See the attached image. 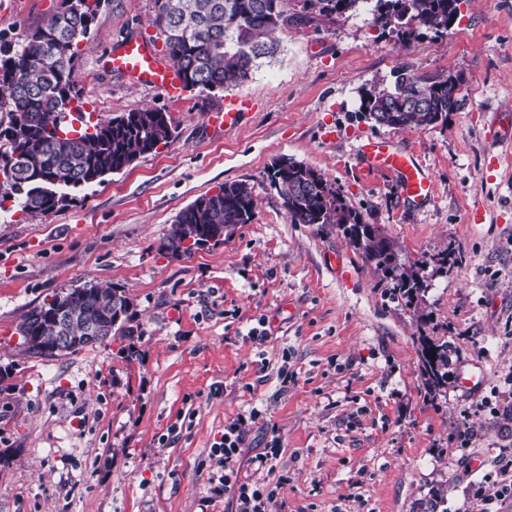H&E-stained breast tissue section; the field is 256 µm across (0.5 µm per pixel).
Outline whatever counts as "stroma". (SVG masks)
I'll return each mask as SVG.
<instances>
[{
    "label": "stroma",
    "instance_id": "1",
    "mask_svg": "<svg viewBox=\"0 0 512 512\" xmlns=\"http://www.w3.org/2000/svg\"><path fill=\"white\" fill-rule=\"evenodd\" d=\"M59 3L0 0V35L20 40ZM153 20L152 0H107L77 88L96 119L169 112L168 144L53 214L0 217V512H236L213 451L236 420L237 478L272 490L271 512H512V141L485 136L512 121V0H465L446 36L406 41L360 11L316 16L280 30L246 83L179 102L99 65L135 32L165 55ZM401 66L456 76L459 108L426 128L365 119L363 89ZM239 96L249 112L212 133L211 114ZM370 135L415 154L431 201L413 207L367 173ZM280 157L334 183L399 263H420L417 301L337 229L290 222L267 181ZM232 181L253 188L251 223L189 255L161 250L183 209ZM475 208L484 223H470ZM444 253L456 263L439 266ZM90 283L125 291L131 335L29 354L23 315ZM255 326L265 342L248 338ZM422 335L448 345L434 398Z\"/></svg>",
    "mask_w": 512,
    "mask_h": 512
}]
</instances>
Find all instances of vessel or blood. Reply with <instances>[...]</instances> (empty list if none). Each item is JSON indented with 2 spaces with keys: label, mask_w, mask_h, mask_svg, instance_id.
Wrapping results in <instances>:
<instances>
[{
  "label": "vessel or blood",
  "mask_w": 512,
  "mask_h": 512,
  "mask_svg": "<svg viewBox=\"0 0 512 512\" xmlns=\"http://www.w3.org/2000/svg\"><path fill=\"white\" fill-rule=\"evenodd\" d=\"M106 66L114 73L132 77L159 91L166 99L178 101L184 94V83L177 68L162 61L152 45L141 36L122 40L108 56ZM248 109V99H237L225 105L222 112L213 114L211 122L220 128L236 127ZM359 151L367 169L394 177L404 200L419 206L430 199L432 177L413 153L400 150L389 140L379 137L365 139Z\"/></svg>",
  "instance_id": "obj_1"
}]
</instances>
